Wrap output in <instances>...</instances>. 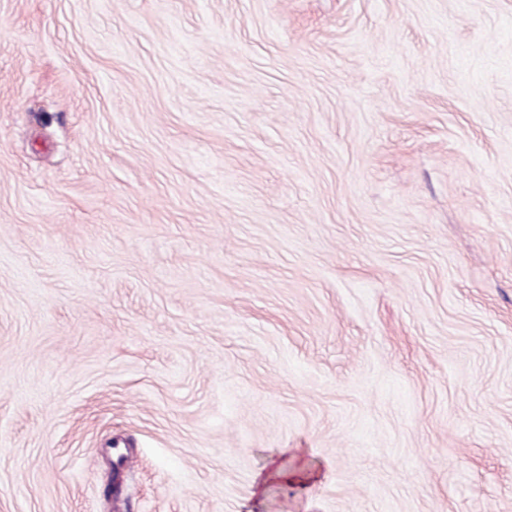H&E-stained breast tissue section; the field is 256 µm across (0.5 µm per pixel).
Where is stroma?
I'll use <instances>...</instances> for the list:
<instances>
[{"mask_svg": "<svg viewBox=\"0 0 512 512\" xmlns=\"http://www.w3.org/2000/svg\"><path fill=\"white\" fill-rule=\"evenodd\" d=\"M0 512H512V0H0Z\"/></svg>", "mask_w": 512, "mask_h": 512, "instance_id": "1", "label": "stroma"}]
</instances>
